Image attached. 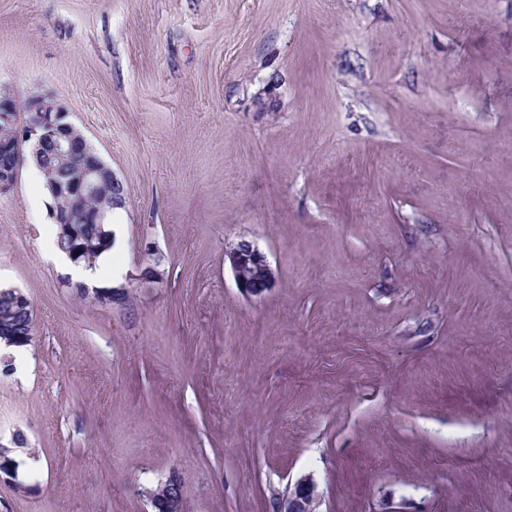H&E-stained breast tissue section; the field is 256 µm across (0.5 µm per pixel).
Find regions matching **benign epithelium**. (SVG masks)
Returning <instances> with one entry per match:
<instances>
[{
    "mask_svg": "<svg viewBox=\"0 0 512 512\" xmlns=\"http://www.w3.org/2000/svg\"><path fill=\"white\" fill-rule=\"evenodd\" d=\"M16 98L10 92H0V125L14 129V138L5 146L12 156V163L0 169V190H12L19 177L24 156H29L52 194L53 204L50 216L59 225L57 247L73 264H80L75 256L79 251L69 217V211L61 202L73 206L84 203L97 194L103 186H112V208L126 205V192L123 183L112 169L97 154L87 137L78 136L75 123L71 120L68 107L51 95L31 94L24 102L23 109L15 107ZM51 143L55 152L65 157L76 148H81L86 163L78 175L68 181L57 180L51 172L41 168L39 153L45 143ZM224 260L229 262L236 287L248 299H259L273 287L275 270L263 253L252 241L241 239L224 251ZM31 342L28 336L17 335L14 327L0 321V344L7 348L20 347ZM313 482L310 477L300 478L293 489L285 491L278 499V512H294L298 507L304 512H315L317 498L296 504V492L300 486ZM181 494L151 498L155 512H179Z\"/></svg>",
    "mask_w": 512,
    "mask_h": 512,
    "instance_id": "1",
    "label": "benign epithelium"
}]
</instances>
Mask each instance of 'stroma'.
<instances>
[{"mask_svg":"<svg viewBox=\"0 0 512 512\" xmlns=\"http://www.w3.org/2000/svg\"><path fill=\"white\" fill-rule=\"evenodd\" d=\"M49 94L121 179L126 300L77 296L31 162L0 284L35 332L0 512H512V0H0V87ZM278 271L243 297L224 249ZM164 258L152 276L146 253ZM307 482H310L315 486L313 479L305 476L295 483L293 489L285 491V493L279 497L278 512H294L297 507H301L305 512L315 511V508L318 505L316 497H312L307 502L301 503V505L296 504V492L299 490L300 486L305 485ZM158 497H162L163 495H167L170 492L178 493L181 491V483L178 482L174 485H167L163 482L156 485L154 489H152ZM151 503L155 511L157 512H178L179 505L181 501V493L175 495H167L164 498H154L150 497Z\"/></svg>","mask_w":512,"mask_h":512,"instance_id":"1","label":"stroma"}]
</instances>
